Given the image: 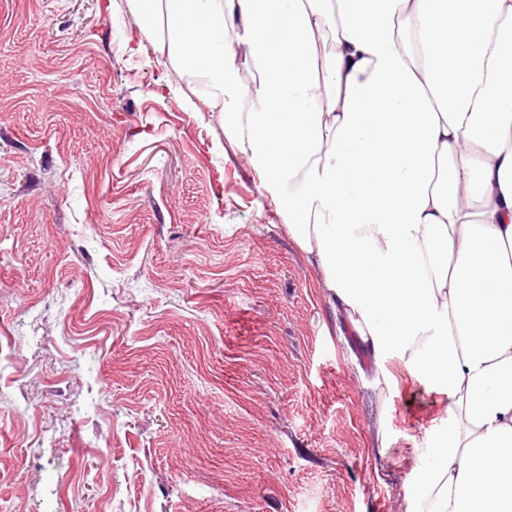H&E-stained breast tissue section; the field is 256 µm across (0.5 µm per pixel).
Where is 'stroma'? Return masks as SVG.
Here are the masks:
<instances>
[{
    "mask_svg": "<svg viewBox=\"0 0 512 512\" xmlns=\"http://www.w3.org/2000/svg\"><path fill=\"white\" fill-rule=\"evenodd\" d=\"M106 3L0 0V512H407L447 393Z\"/></svg>",
    "mask_w": 512,
    "mask_h": 512,
    "instance_id": "35a3bbf8",
    "label": "stroma"
}]
</instances>
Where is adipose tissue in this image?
Wrapping results in <instances>:
<instances>
[{
	"instance_id": "ef3b65f1",
	"label": "adipose tissue",
	"mask_w": 512,
	"mask_h": 512,
	"mask_svg": "<svg viewBox=\"0 0 512 512\" xmlns=\"http://www.w3.org/2000/svg\"><path fill=\"white\" fill-rule=\"evenodd\" d=\"M126 3L358 335L447 392L409 512H512V0Z\"/></svg>"
}]
</instances>
